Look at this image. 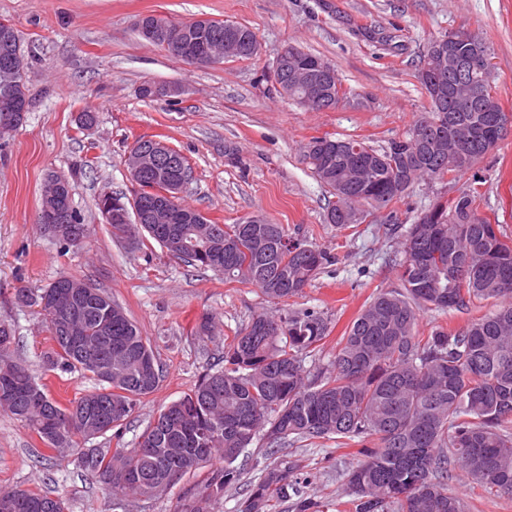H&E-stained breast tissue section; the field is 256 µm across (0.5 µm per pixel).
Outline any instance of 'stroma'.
Here are the masks:
<instances>
[{"instance_id":"1","label":"stroma","mask_w":512,"mask_h":512,"mask_svg":"<svg viewBox=\"0 0 512 512\" xmlns=\"http://www.w3.org/2000/svg\"><path fill=\"white\" fill-rule=\"evenodd\" d=\"M145 15L237 22L256 32L261 50L249 60L196 67L139 34L136 22ZM0 21L19 35L30 101L23 124L0 136V323L13 331V359L61 403L93 391L90 376L46 364L54 343L40 308L15 299L18 288H44L66 274L120 303L162 370L157 390L142 398L120 435L96 438L95 447H134L163 406L218 369L225 343L258 312H321L330 332L316 362L327 364L366 302L398 287L397 226L414 223L436 198L476 187L479 214L512 237V134L472 171L419 181L401 201L341 231L327 223L333 197L304 158L306 144L325 134L378 150L401 135L429 107L418 79L427 47L459 29L489 46L491 85L512 116V0H0ZM287 45L332 64L342 93L336 108L310 112L277 92L273 63ZM147 84L176 93L145 98ZM85 110L96 121L83 131L75 118ZM142 137L163 140L187 159L192 178L181 199L210 222L262 216L326 251L332 264L276 306L254 286L187 267L152 239L138 248L113 240L95 201L106 192L132 193L125 160ZM54 177L72 185L87 226L80 244H64L39 222ZM493 309L488 300L469 310L427 311L417 330L455 332ZM205 317L212 328L202 337L196 328ZM359 450L333 439L296 442L287 450L290 481L320 512H352L349 477ZM269 462L260 445L248 448L217 512H242L248 486ZM201 480L184 477L153 499L125 498V512H177ZM448 488L469 512H512V498L460 475ZM0 489L48 490L70 512H112V489L86 474L77 452L56 453L1 410Z\"/></svg>"}]
</instances>
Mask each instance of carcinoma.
I'll return each instance as SVG.
<instances>
[{
	"instance_id": "1",
	"label": "carcinoma",
	"mask_w": 512,
	"mask_h": 512,
	"mask_svg": "<svg viewBox=\"0 0 512 512\" xmlns=\"http://www.w3.org/2000/svg\"><path fill=\"white\" fill-rule=\"evenodd\" d=\"M157 22L181 28L187 41L222 45L231 36L237 60L257 55L256 33L236 22L140 20ZM455 35L445 62L433 66L424 54L430 108L402 136L382 150L339 138V150L329 155L313 147L319 138L309 141L306 160L336 198L326 214L336 229L363 223L365 206L379 210L402 200L418 179L467 172L496 147V117L507 115L482 71L488 47L475 33ZM316 60L294 47L275 60V82L289 99L299 101L305 89L288 76L309 71ZM173 178L162 168L139 185L136 195L157 214L142 231L188 265L253 285L275 302L300 295L332 263L280 224H210L195 209L169 222L154 202L153 184ZM474 194L469 188L438 201L404 229L399 287L371 298L324 367L312 372L304 365L329 333L321 313L260 312L224 346V366L161 409L164 427L149 424L134 448H82L123 426L161 380L137 325L97 288L69 314L80 325L83 348L68 347L59 321L45 320L56 345L50 366L88 374L99 389L61 406L11 360L12 332L0 324V339H7L0 345V392L14 396L5 408L50 449H79L83 469L121 494L152 499L210 467L177 512H213L237 479L236 461L256 440L274 455L331 436L361 444L363 460L349 480L355 512H466L464 499L448 491L455 469L512 497V239L478 213ZM70 284L62 276L37 293L23 288L16 299L39 306ZM487 300L497 309L455 333H417L423 310H464ZM217 456L223 464L215 467ZM288 488L287 468L265 467L250 485L244 512H270L273 499H288ZM0 512L69 507L50 493L9 490L0 491Z\"/></svg>"
}]
</instances>
